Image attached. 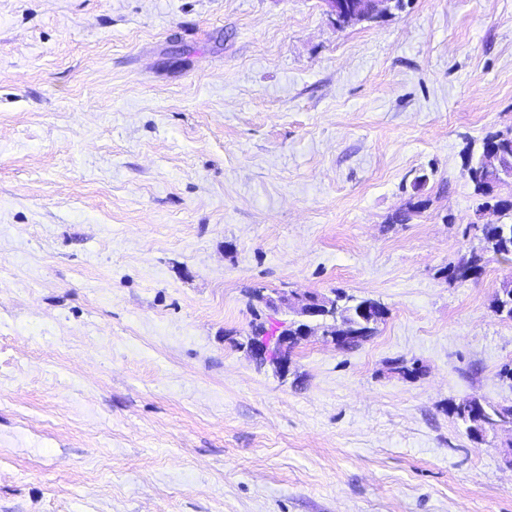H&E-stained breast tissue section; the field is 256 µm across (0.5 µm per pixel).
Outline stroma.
Returning <instances> with one entry per match:
<instances>
[{
	"label": "stroma",
	"mask_w": 512,
	"mask_h": 512,
	"mask_svg": "<svg viewBox=\"0 0 512 512\" xmlns=\"http://www.w3.org/2000/svg\"><path fill=\"white\" fill-rule=\"evenodd\" d=\"M510 129L512 0H0V512H512V264L446 277ZM256 287L388 315L283 377ZM328 15L336 26L347 27L359 20L377 21L391 14L398 0H361L358 6L350 8L347 0H323ZM401 3V2H399ZM489 149H496L499 152L500 165L491 166L498 161V156L495 154L486 157V162L491 165L486 164L484 153ZM464 167L474 195L482 200L479 207L487 208L488 193L505 184V175L508 172L512 173V136L510 138L503 135L502 131L487 133L482 140L480 151L476 155L468 152ZM496 315L503 319L512 320V277L504 279L497 291L492 303Z\"/></svg>",
	"instance_id": "obj_1"
}]
</instances>
